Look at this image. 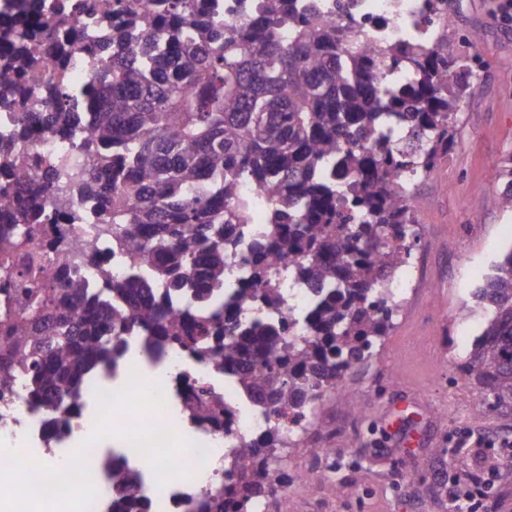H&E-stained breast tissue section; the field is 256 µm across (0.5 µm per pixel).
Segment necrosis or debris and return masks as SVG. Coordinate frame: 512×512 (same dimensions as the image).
I'll return each instance as SVG.
<instances>
[{"instance_id":"1","label":"necrosis or debris","mask_w":512,"mask_h":512,"mask_svg":"<svg viewBox=\"0 0 512 512\" xmlns=\"http://www.w3.org/2000/svg\"><path fill=\"white\" fill-rule=\"evenodd\" d=\"M76 0H0V65L18 54L34 55L42 65L54 70L68 85L86 82L95 64V52L105 43L112 17L107 10L84 17L79 39L57 51L29 24L37 17L51 13ZM432 0H319L320 9L337 24L352 26L359 50L373 51L388 43L429 44L445 36L451 13L432 12ZM23 107L16 87L0 83V141L10 142L15 156L36 157L51 164L60 174L74 173L82 166L80 155L71 144L84 132L76 125L73 134L61 136L46 130L40 121H33L30 133L19 128ZM253 202L251 223L242 225L235 244L224 251V285L216 289L213 301L237 314L240 321L260 319L287 329L292 340L308 337L307 319L315 309L327 285L298 280L295 263L278 260L270 269L280 293L281 302L270 309L260 303L248 305L239 301V291L251 282V266L247 255L262 241L271 222L267 203L249 182L239 189ZM426 272L420 262L410 261L385 271L372 292L393 310L396 320H404L417 304L425 286ZM126 350L108 372L91 376L86 388L85 410L80 416L56 414L54 410H33L24 395L23 381H16L15 395L9 407L0 408V439L19 449L30 462L50 459L68 461L70 455L92 433L98 404L95 392L123 387L131 372L159 382L166 394L167 408L155 419L164 426L180 423L184 435L195 443L193 450L179 454L180 465L190 470L187 478L159 484L152 469L143 465L142 457L130 446L123 445L116 454L105 455L90 467L91 478L98 490L92 512H110L112 503L124 494L122 486L111 475L112 463H119L137 476L135 493L148 505L149 512H186L188 503L216 495L228 476L239 464L237 450L248 441L277 430L281 447L276 458H283L286 449L302 442H321V428L326 417L325 404L335 396L336 389L321 379H311L305 387L307 402L301 411H288L279 419L268 417L263 405L248 397L242 388L239 371L219 369L215 363L198 358L186 349L172 345L156 358L146 355L137 332L125 335ZM213 409L215 420H193L187 404ZM57 420L61 432L55 440H47L45 429L50 420Z\"/></svg>"}]
</instances>
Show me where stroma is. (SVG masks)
<instances>
[{"label": "stroma", "instance_id": "stroma-1", "mask_svg": "<svg viewBox=\"0 0 512 512\" xmlns=\"http://www.w3.org/2000/svg\"><path fill=\"white\" fill-rule=\"evenodd\" d=\"M456 2L461 30L480 31L478 43L461 44L460 53L478 55L482 66L456 118L455 143L412 214L445 250L449 275L377 348L374 388L344 385L337 393L341 415L330 427L332 442L340 453L371 454V462L328 483L308 477L317 456L305 449L289 455L288 512H448L442 461L453 460L460 472L471 469L489 454L476 437H512V411L486 408L482 390L460 369L484 323L473 292L512 246V211L495 202L501 162L512 155V22L494 17V0ZM435 336L447 337V355L432 345ZM404 399L419 406L414 428L423 438L411 448L383 429L387 409ZM353 400L359 412L351 411Z\"/></svg>", "mask_w": 512, "mask_h": 512}]
</instances>
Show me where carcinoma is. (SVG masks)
Here are the masks:
<instances>
[{
    "label": "carcinoma",
    "mask_w": 512,
    "mask_h": 512,
    "mask_svg": "<svg viewBox=\"0 0 512 512\" xmlns=\"http://www.w3.org/2000/svg\"><path fill=\"white\" fill-rule=\"evenodd\" d=\"M134 2L116 0L110 52L85 84L59 86L34 58L0 70L4 83L41 71L35 88L58 95L57 110L43 117L49 130L69 134V108L80 100L91 117L78 146L87 156L79 182L43 170L39 199L17 205L22 237H0V269L52 222L47 212L73 216L75 196L96 208L99 236L129 254L123 280L112 282L102 270L103 288L68 274L73 264L99 261L91 242L58 233L50 242L54 276L30 258L7 292L11 308L0 314V397L21 369L35 406L80 415L87 379L122 355L123 335L134 327L150 350L178 344L238 369L245 390L279 418L304 405L309 379L338 378L391 328L384 302L364 300L372 282L416 245L393 181L408 168L432 170L453 146L454 116L480 68L457 43L474 45L479 34L393 44L374 57L357 50L351 27L311 6L301 10L296 0H256V20L244 26L224 24L205 0H159L148 9ZM36 22L54 43L76 33L59 12ZM401 63L412 79L389 83L387 73ZM394 126L407 129L405 144L389 143ZM367 139L372 149L364 151ZM500 179L496 202L512 210V156ZM0 181H31V162L11 158L6 145ZM245 181L265 191L272 232L253 253L241 300L277 303L267 273L284 254L302 258L298 279L332 285L301 343L258 320L232 323L222 310L200 312L224 286V245L249 223V203L238 193ZM146 268L157 270L161 287L142 276ZM189 283L197 308L172 311ZM473 296L487 317L463 370L483 387L488 408L512 407V250ZM114 297L128 305L113 307ZM279 444L274 432L244 444L230 483L192 508L241 512L249 496L274 490L268 463Z\"/></svg>",
    "instance_id": "obj_1"
}]
</instances>
